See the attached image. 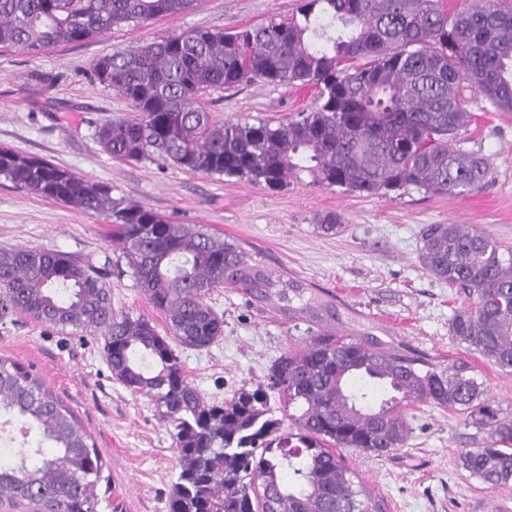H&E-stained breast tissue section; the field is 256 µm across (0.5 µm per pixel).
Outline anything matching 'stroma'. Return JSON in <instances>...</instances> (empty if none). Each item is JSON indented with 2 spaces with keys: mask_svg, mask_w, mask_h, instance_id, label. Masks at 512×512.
I'll return each mask as SVG.
<instances>
[{
  "mask_svg": "<svg viewBox=\"0 0 512 512\" xmlns=\"http://www.w3.org/2000/svg\"><path fill=\"white\" fill-rule=\"evenodd\" d=\"M300 0H195L186 12L144 25L126 23L88 41L38 53L0 46V145L109 184L112 195L145 204L177 224L240 245L261 265L287 272L322 300L336 304L338 331L373 333L448 367L467 363L503 416L512 418V372L454 341L453 315L469 298L427 273L418 261L427 224H464L512 250V112L469 102L471 123L457 143L481 152L490 174L463 194L416 188L363 197L341 188L289 180L269 191L236 177L191 173L159 161L122 162L104 153L96 125L134 116L131 103L90 74L97 57L159 41L197 27L231 31L295 14ZM57 74L56 85L34 95L25 72ZM316 97L314 88L254 83L210 89L203 103L224 121L270 124L297 117ZM343 230L322 234L325 215ZM105 216L41 199L0 177V248L39 247L103 265L112 257ZM112 306L165 328L125 274L109 279ZM224 318V335L204 350L179 356L191 384L206 400L221 402L242 388L265 383L268 369L303 336L306 325L289 320L277 303H254L233 288L210 299ZM0 356L32 367L76 413L104 460L96 512H168L176 478V444L170 426L148 397L114 380L103 340L43 326L25 316L0 322ZM411 433L386 456L347 452L345 464L379 506L378 512H512V485L485 488L460 466L461 453L483 446L486 432L464 415L433 406L408 410Z\"/></svg>",
  "mask_w": 512,
  "mask_h": 512,
  "instance_id": "obj_1",
  "label": "stroma"
}]
</instances>
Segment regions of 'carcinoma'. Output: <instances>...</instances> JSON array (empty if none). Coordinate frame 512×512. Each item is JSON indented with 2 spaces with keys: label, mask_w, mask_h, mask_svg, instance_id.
<instances>
[{
  "label": "carcinoma",
  "mask_w": 512,
  "mask_h": 512,
  "mask_svg": "<svg viewBox=\"0 0 512 512\" xmlns=\"http://www.w3.org/2000/svg\"><path fill=\"white\" fill-rule=\"evenodd\" d=\"M193 0H0V45L33 52L88 40L122 23L188 10ZM92 75L130 101L135 118L95 129L114 159H158L183 170L246 179L270 191L305 174L362 196L406 190L462 193L484 182L479 152L454 144L472 117L465 90L512 112V8L483 0L449 11L440 0H301L298 14L233 32L195 28L96 58ZM57 75L31 70L27 90ZM256 82L313 86L314 107L276 126L223 122L201 102L210 88ZM0 176L42 199L106 217L115 262L97 267L36 247L0 250V321L24 315L101 336L112 376L153 402L173 428L176 481L168 512H371L342 451L402 448L406 409L430 404L466 415L490 438L460 457L488 488L512 483V419L467 366L439 368L408 348L328 327L336 308L252 261L239 246L175 224L112 187L0 145ZM419 261L474 305L450 334L512 370V254L463 224H427ZM127 268L167 329L112 308L111 268ZM276 301L308 323L306 337L270 366L267 383L221 403L190 384L176 347L224 336L208 303L216 288ZM277 394L278 408L269 393ZM51 443L18 463L0 460V506L96 512L104 462L75 413L24 364L0 357V411ZM295 432L279 436L284 421Z\"/></svg>",
  "instance_id": "1"
}]
</instances>
